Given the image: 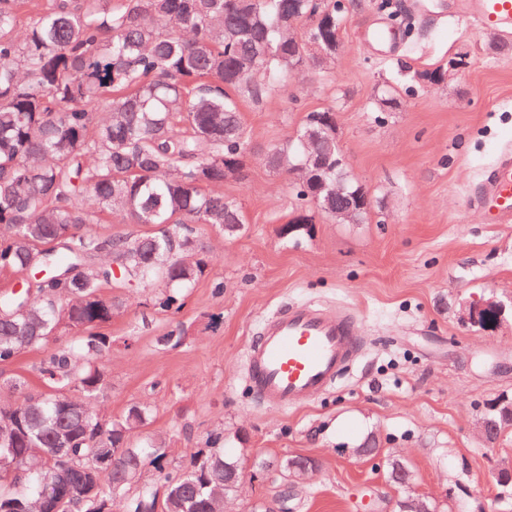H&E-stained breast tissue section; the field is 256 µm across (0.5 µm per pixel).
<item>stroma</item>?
Wrapping results in <instances>:
<instances>
[{"instance_id": "obj_1", "label": "stroma", "mask_w": 512, "mask_h": 512, "mask_svg": "<svg viewBox=\"0 0 512 512\" xmlns=\"http://www.w3.org/2000/svg\"><path fill=\"white\" fill-rule=\"evenodd\" d=\"M394 21L395 45L365 42L368 29ZM341 38L336 59L291 77L289 96L242 104L253 152L220 190L246 224L232 237L196 225L209 267L193 288L165 313L151 288H104L126 301L102 328L112 340L108 409L118 417L149 401L150 430L175 448L203 447L222 426L245 473L234 512L276 494L256 459L294 456L317 468L291 512H395L411 496L440 512H512L495 481L512 467V430L492 443L481 432L491 405L512 400V223H483L467 195L512 149V35L449 18L442 0L424 13L413 0H347ZM457 56L453 77L427 79ZM385 91L396 105L382 112ZM324 108L335 110L346 166L370 196L358 224L298 201L290 178L257 156ZM479 297L504 303L501 323L462 320ZM289 303L352 308L364 347L327 393L279 411L248 388L245 353ZM367 441L375 453L359 454ZM396 459L411 469L407 483L390 477Z\"/></svg>"}]
</instances>
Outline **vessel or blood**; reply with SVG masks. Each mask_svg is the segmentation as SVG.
Segmentation results:
<instances>
[{
  "label": "vessel or blood",
  "mask_w": 512,
  "mask_h": 512,
  "mask_svg": "<svg viewBox=\"0 0 512 512\" xmlns=\"http://www.w3.org/2000/svg\"><path fill=\"white\" fill-rule=\"evenodd\" d=\"M480 29L512 33V0H452ZM485 223H512V152L474 187ZM361 346L356 319L309 304H285L263 322L246 352L247 382L265 406L288 410L326 393Z\"/></svg>",
  "instance_id": "b4317fda"
}]
</instances>
